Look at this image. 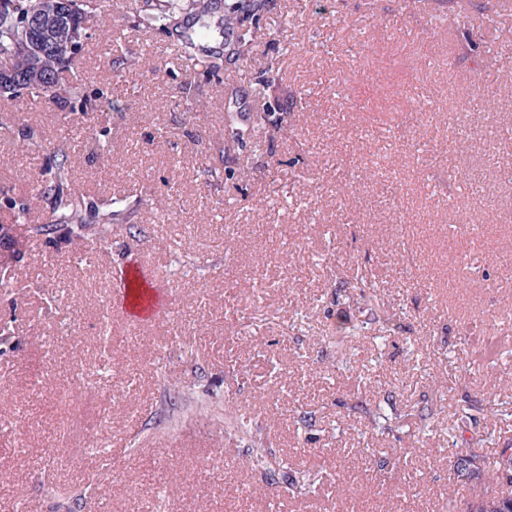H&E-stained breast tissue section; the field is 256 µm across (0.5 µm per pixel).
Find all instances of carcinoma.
Here are the masks:
<instances>
[{"mask_svg": "<svg viewBox=\"0 0 512 512\" xmlns=\"http://www.w3.org/2000/svg\"><path fill=\"white\" fill-rule=\"evenodd\" d=\"M68 14L58 23L41 14L42 0H0V59L8 60L20 81L10 95L26 97L31 102L49 103L67 93L80 97V85L66 88L59 85V70L71 65L83 35L88 18L90 0H70ZM265 6V0H236L224 9V29L238 32L237 47L240 53L249 34L246 22ZM217 66L207 57H187L185 73L192 77L213 73ZM48 195L54 210L61 212L65 236L68 240L81 239L89 225L83 214L82 203L74 188L67 166V154L62 152L36 181V196ZM25 247L23 235L0 224V266H7ZM370 422L382 435L398 432L395 417L384 412L369 413ZM487 479L497 484L512 486V450L505 448L489 464ZM461 512H512V492L487 491L469 500Z\"/></svg>", "mask_w": 512, "mask_h": 512, "instance_id": "1", "label": "carcinoma"}]
</instances>
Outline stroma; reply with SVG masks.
<instances>
[{
  "mask_svg": "<svg viewBox=\"0 0 512 512\" xmlns=\"http://www.w3.org/2000/svg\"><path fill=\"white\" fill-rule=\"evenodd\" d=\"M227 2L93 0L59 80L98 111L0 95V224L58 222L34 188L62 148L112 226L31 237L0 288V512H456L488 482L450 458L512 447V0H266L238 57ZM134 264L163 322L119 309Z\"/></svg>",
  "mask_w": 512,
  "mask_h": 512,
  "instance_id": "35a3bbf8",
  "label": "stroma"
}]
</instances>
